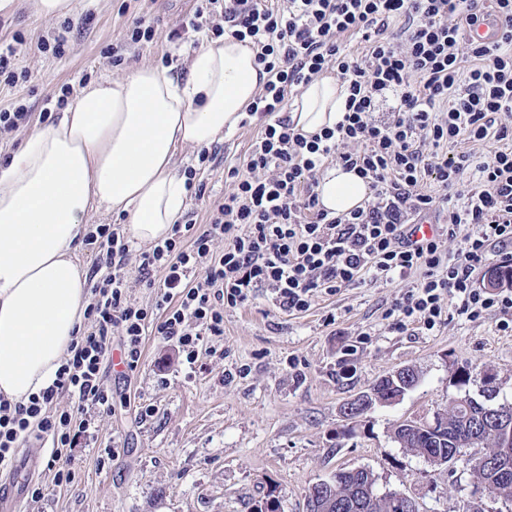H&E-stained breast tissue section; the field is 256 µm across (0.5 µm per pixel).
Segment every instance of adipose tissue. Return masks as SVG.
Segmentation results:
<instances>
[{
    "mask_svg": "<svg viewBox=\"0 0 512 512\" xmlns=\"http://www.w3.org/2000/svg\"><path fill=\"white\" fill-rule=\"evenodd\" d=\"M263 83L245 43L211 39L186 73L148 65L85 86L0 167L1 396L24 404L51 385L84 318L77 252L87 214L125 215L126 232L140 243L166 236L187 208L177 151L210 147L234 131ZM346 97L336 77H318L292 105L296 130L309 137L334 126ZM317 192L338 214L369 195L366 182L339 165Z\"/></svg>",
    "mask_w": 512,
    "mask_h": 512,
    "instance_id": "1",
    "label": "adipose tissue"
}]
</instances>
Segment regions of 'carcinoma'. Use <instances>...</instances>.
Here are the masks:
<instances>
[{
  "label": "carcinoma",
  "mask_w": 512,
  "mask_h": 512,
  "mask_svg": "<svg viewBox=\"0 0 512 512\" xmlns=\"http://www.w3.org/2000/svg\"><path fill=\"white\" fill-rule=\"evenodd\" d=\"M478 409L467 400H458L450 410L443 413L446 430L436 434L429 430L413 428L401 422L394 431L395 441L415 455L425 457H447L448 450L462 451L476 445L490 447L485 456L499 465L491 469L478 467L476 460L469 458L467 464L477 480L486 483L491 497L512 503V455L499 460L498 444L487 433L489 428H501L503 423L512 424V405L500 404L483 415L481 430H473V421ZM377 480L372 471L357 473L340 469L335 479L327 484L315 486V493L306 495L307 512H407L401 502L388 493L382 498L372 496Z\"/></svg>",
  "instance_id": "cac0c4a2"
}]
</instances>
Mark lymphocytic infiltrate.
I'll return each mask as SVG.
<instances>
[{
	"mask_svg": "<svg viewBox=\"0 0 512 512\" xmlns=\"http://www.w3.org/2000/svg\"><path fill=\"white\" fill-rule=\"evenodd\" d=\"M204 2L182 30L249 42L268 75L246 109L260 129L242 165L228 167L231 190L204 224H175L139 252L121 225L90 226L87 325L51 386L25 404L0 396V469L12 467L19 441H48L51 482L67 488L72 449L94 442L98 417L112 410L102 371L113 348L131 374L150 336L194 367L201 353L217 354L225 309L260 291L301 313L366 280L412 276L383 314L392 329L434 330L451 304L470 320L497 313L512 334V289L474 286L491 246H506L501 259L512 264V0ZM490 11L499 40L470 38ZM327 72L346 88V110L307 138L289 98ZM487 141L497 149L477 159L473 145ZM334 163L356 171L372 201L346 215L321 207L318 180ZM429 179L437 194L425 191ZM433 212L444 227L416 238L418 219ZM133 259L153 291L145 303L130 295ZM61 394L69 408L55 406Z\"/></svg>",
	"mask_w": 512,
	"mask_h": 512,
	"instance_id": "obj_1",
	"label": "lymphocytic infiltrate"
}]
</instances>
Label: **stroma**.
I'll list each match as a JSON object with an SVG mask.
<instances>
[{
    "mask_svg": "<svg viewBox=\"0 0 512 512\" xmlns=\"http://www.w3.org/2000/svg\"><path fill=\"white\" fill-rule=\"evenodd\" d=\"M200 4L78 0L74 16L83 25L55 56L36 44L59 29L60 19L40 16L35 0H15L0 11V37L14 40L25 76L13 86L0 78V109L19 102L49 123L62 86L77 90L143 65L183 69L195 47L174 32ZM140 15L154 20L157 34L133 44L128 25ZM414 283L369 282L295 315L258 295L225 310L224 356L201 355L191 369L174 347L148 339L139 371L125 380L106 372L114 407L98 419L96 447L74 449L69 491L28 512H252L271 489L282 512H306L309 486L356 467L370 469L380 489L414 498L419 512H462L477 485L469 468L431 467L400 448L393 429L460 397H480L489 374L495 403H512V335L500 331L499 315L470 321L454 311L432 332L392 331L383 311ZM292 357L298 370L288 366ZM465 366L470 381L461 386ZM403 367L418 371V386L396 404L373 407L354 434H344L340 406ZM148 405L152 416H142ZM115 437L118 456L103 459Z\"/></svg>",
    "mask_w": 512,
    "mask_h": 512,
    "instance_id": "stroma-1",
    "label": "stroma"
}]
</instances>
